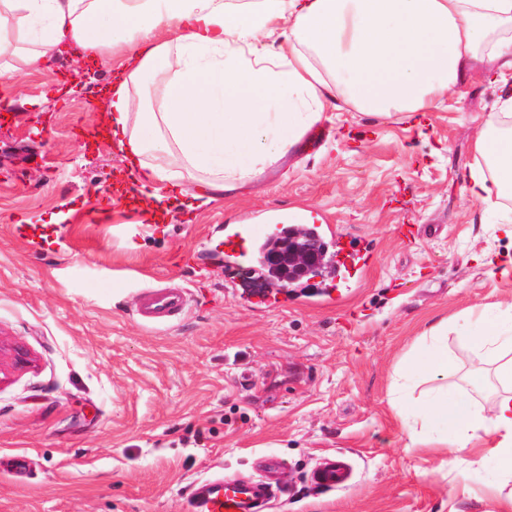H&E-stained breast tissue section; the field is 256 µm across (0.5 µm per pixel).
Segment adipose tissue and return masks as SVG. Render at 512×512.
<instances>
[{
    "label": "adipose tissue",
    "mask_w": 512,
    "mask_h": 512,
    "mask_svg": "<svg viewBox=\"0 0 512 512\" xmlns=\"http://www.w3.org/2000/svg\"><path fill=\"white\" fill-rule=\"evenodd\" d=\"M126 66L108 84L107 127L141 187L191 179L206 193L234 196L285 157L318 123L332 73L348 102L377 116L442 106L478 52L512 80V0H0V79L42 69L54 52ZM174 58L175 68L158 64ZM159 103L143 108L155 84ZM473 201L490 205L512 183V129L481 131ZM447 319L432 323L398 378L432 382L419 416L399 412L406 452L439 445L466 471L484 441L512 475V303L474 306L456 333L503 386L488 413L469 390L448 388Z\"/></svg>",
    "instance_id": "1"
}]
</instances>
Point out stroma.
I'll use <instances>...</instances> for the list:
<instances>
[{"mask_svg": "<svg viewBox=\"0 0 512 512\" xmlns=\"http://www.w3.org/2000/svg\"><path fill=\"white\" fill-rule=\"evenodd\" d=\"M83 76L67 54L0 83L20 102L0 132V512H186L192 485L256 478L259 458L288 464L269 512H502L512 477L484 453L466 473L441 448L406 453L390 404L399 361L427 321L512 301L490 259L512 253L497 219L512 199H470L474 142L496 124L493 64L474 62L444 105L420 120L374 117L333 87L314 128L231 198L175 205L147 223V197L108 137L86 146L105 102L95 88L123 68ZM51 223L44 247L20 217ZM335 224L377 254L356 284L305 278L284 306L248 307L224 283L214 248L229 224ZM147 288H182L180 318L144 325ZM24 363H16V353ZM333 456L348 488L323 491L310 470Z\"/></svg>", "mask_w": 512, "mask_h": 512, "instance_id": "35a3bbf8", "label": "stroma"}]
</instances>
